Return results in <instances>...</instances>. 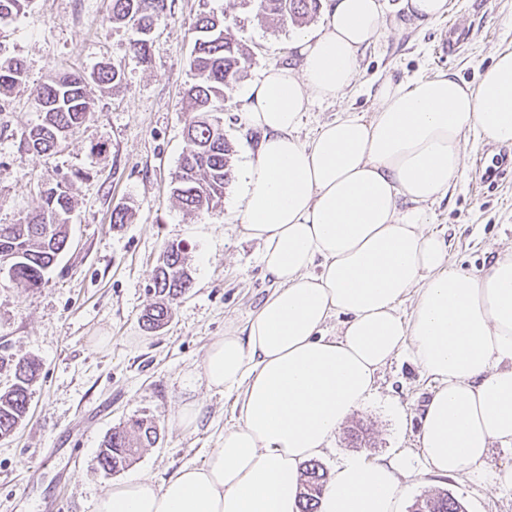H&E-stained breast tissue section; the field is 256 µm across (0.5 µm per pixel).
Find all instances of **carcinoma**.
<instances>
[{"label":"carcinoma","instance_id":"obj_1","mask_svg":"<svg viewBox=\"0 0 512 512\" xmlns=\"http://www.w3.org/2000/svg\"><path fill=\"white\" fill-rule=\"evenodd\" d=\"M31 0H0V19L26 13ZM257 16L269 27L301 22L320 10L321 0H254ZM167 0H112V22L126 25L129 45L142 63L151 60V45L146 38L167 19ZM233 18L215 11H202L194 25V48L190 59L193 83L186 91L195 115L185 125L182 153L175 175L174 195L191 212H211L222 205L224 192L233 180L232 147L224 136L217 104L224 102V90L237 81L250 62L251 53L237 43L229 28ZM121 66L100 67L91 79L79 73L57 76L33 90L43 122L30 130L28 146L42 154L51 153L59 140L74 132L91 115L93 101L87 86L92 80L108 89L122 84ZM25 82L21 61H0V95ZM72 202L65 188H49L39 210L21 224H0V253L17 255L10 279L27 288L39 287L69 243V215ZM193 285L186 263L185 248L167 245L153 283L157 300L145 310L142 322L156 330L171 317L170 304L185 295ZM12 371V383L0 389V438L11 436L25 419L29 388L36 379L39 363L31 358L15 359L0 355V371ZM158 429L154 421L139 417L112 430L103 441L99 464L106 472H117L131 465L143 448L154 446ZM327 483V472L314 460L304 466L299 491L300 512H317L318 500ZM415 512H465L452 495L437 492L415 504Z\"/></svg>","mask_w":512,"mask_h":512}]
</instances>
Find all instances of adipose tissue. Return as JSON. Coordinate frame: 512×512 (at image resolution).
Segmentation results:
<instances>
[{
	"instance_id": "1",
	"label": "adipose tissue",
	"mask_w": 512,
	"mask_h": 512,
	"mask_svg": "<svg viewBox=\"0 0 512 512\" xmlns=\"http://www.w3.org/2000/svg\"><path fill=\"white\" fill-rule=\"evenodd\" d=\"M324 2V25L293 43L295 63L268 66L243 95L260 139L238 218L275 288L241 332L207 348L206 385L235 394L237 422L202 465L129 477L94 512H298L304 463L406 348L438 382L420 415L426 473L480 476L493 444L512 445V252L458 270L425 210L458 179L464 132L512 144V51L473 89L446 73L383 80L371 119L345 113L303 140L304 115L351 87L384 24L382 0ZM411 488L400 460L349 457L319 512H403Z\"/></svg>"
}]
</instances>
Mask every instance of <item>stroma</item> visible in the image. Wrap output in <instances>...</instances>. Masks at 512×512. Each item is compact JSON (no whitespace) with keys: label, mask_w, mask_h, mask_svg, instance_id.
Listing matches in <instances>:
<instances>
[{"label":"stroma","mask_w":512,"mask_h":512,"mask_svg":"<svg viewBox=\"0 0 512 512\" xmlns=\"http://www.w3.org/2000/svg\"><path fill=\"white\" fill-rule=\"evenodd\" d=\"M205 4L236 16L233 34L253 58L227 90L220 114L235 147L236 175L221 209L190 214L172 196V177L189 115L183 93L191 81V28ZM168 6L170 17L150 35L147 64L131 52L126 28L110 23L111 0H34L26 15L0 20V58L19 59L26 68L25 84L0 97V224L22 221L60 181L68 182L74 202L69 245L40 287L24 288L0 274V354L41 364L25 421L0 439V512H44L53 497L62 499L64 512H93L97 495L129 475L160 481L182 465L202 464L237 421L232 397L207 390L203 363L210 341L244 327L273 289L260 244L241 233L237 220L240 173L259 139L247 125L242 96L268 65L292 60L296 33L323 19L273 31L238 0H168ZM454 22L470 27V40L462 53L439 56L436 47ZM504 50H512V0H449L445 18L422 24L404 15L400 0H385L384 28L362 53L353 86L336 101L314 105L298 134L312 137L345 110L371 119L374 93L386 78L405 85L447 73L476 84ZM104 64L122 67L120 91L89 84V120L53 154L30 149L27 134L43 117L32 89ZM484 147L468 140L456 186L427 208L429 227L447 238L456 267L473 272L512 245V178L477 187L475 159ZM121 206L130 207V217L113 223ZM170 242L186 245L193 286L174 304L169 323L150 332L140 315L155 300V269ZM436 386L410 351H401L381 372L374 398L351 417L370 428V443L356 448L338 433L323 467L361 454L398 456L409 470H421L419 416ZM191 403L199 417L187 429L180 414ZM136 417L156 422L157 443L130 468L104 472L98 453L106 434ZM434 490L457 498L466 512H512V487L487 476H427L411 496Z\"/></svg>","instance_id":"1"}]
</instances>
